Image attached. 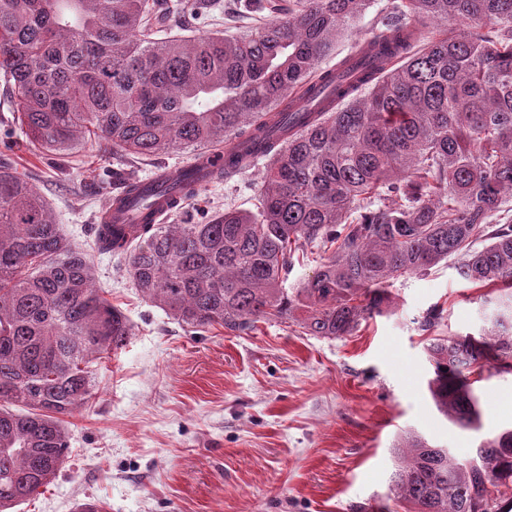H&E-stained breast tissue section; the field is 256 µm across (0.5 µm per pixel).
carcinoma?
Returning <instances> with one entry per match:
<instances>
[{"mask_svg": "<svg viewBox=\"0 0 512 512\" xmlns=\"http://www.w3.org/2000/svg\"><path fill=\"white\" fill-rule=\"evenodd\" d=\"M370 0H0V78L26 141L52 154L92 136L152 156L250 141L281 117L257 159L259 206L203 224H96L92 247L127 261L141 297L194 333L240 336L288 320L337 339L391 304L395 280L457 255L459 277L500 291L477 336L428 347L437 411L463 430L484 414L474 368L512 372V0H385L366 53L394 61L301 122L293 92L327 84L336 35ZM224 12L236 36H168L185 13ZM487 240L482 248L476 239ZM311 276L288 285L306 248ZM132 336L42 195L0 159V512L64 468L65 418L97 393L92 365ZM393 474L404 512H506L512 429L467 459L410 436Z\"/></svg>", "mask_w": 512, "mask_h": 512, "instance_id": "1", "label": "carcinoma"}]
</instances>
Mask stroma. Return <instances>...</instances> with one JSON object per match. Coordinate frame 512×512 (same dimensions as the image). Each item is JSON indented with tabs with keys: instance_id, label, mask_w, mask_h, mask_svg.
<instances>
[{
	"instance_id": "obj_1",
	"label": "stroma",
	"mask_w": 512,
	"mask_h": 512,
	"mask_svg": "<svg viewBox=\"0 0 512 512\" xmlns=\"http://www.w3.org/2000/svg\"><path fill=\"white\" fill-rule=\"evenodd\" d=\"M0 158L27 175L63 234L87 251L96 285L128 318V345L97 367L99 391L70 420L71 454L56 481L18 512H351L393 510L398 445L418 435L470 456L512 428V373L484 368L480 430H462L429 395L431 336L478 333L492 288L460 279L458 257L396 280L388 313L340 339L272 321L255 334H195L141 299L118 258L90 250V224L112 192V170L143 178L192 162V152L115 159L104 140L59 157L27 143L0 97ZM258 169L212 183L175 214L208 220L225 206L254 209ZM443 311L433 332L419 322Z\"/></svg>"
}]
</instances>
